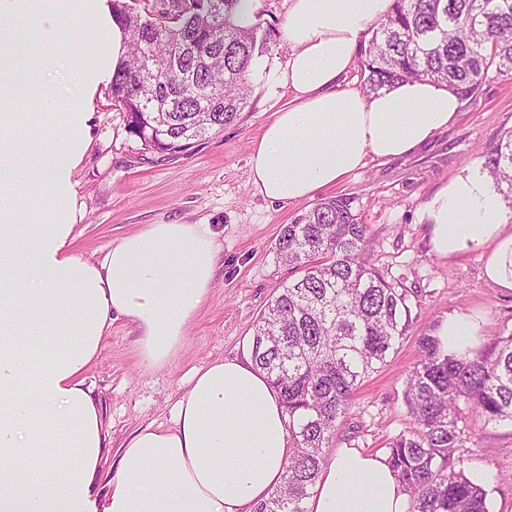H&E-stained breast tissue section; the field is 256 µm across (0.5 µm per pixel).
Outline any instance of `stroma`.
<instances>
[{
    "mask_svg": "<svg viewBox=\"0 0 512 512\" xmlns=\"http://www.w3.org/2000/svg\"><path fill=\"white\" fill-rule=\"evenodd\" d=\"M287 0H257L254 21L274 28L270 55L253 68L255 90L239 118L176 158L145 150L127 117L101 82L87 107V143L71 182L83 213L72 248L102 259L124 236L148 224H206L219 246L214 289L191 325L184 352L163 368H150L137 352V331L124 319L112 330L89 369L102 390V413L120 445L137 429L174 425L175 402L195 371L217 358L242 356L253 328L280 289L299 277L275 249L282 228L315 202L344 195L372 236L370 262L387 281L408 289L412 323L396 353L355 392L335 447L375 453L412 420L403 401L415 365L416 338L451 313L481 318L480 342L512 334V292L484 275L485 256L466 252L452 259L433 254L421 205L429 195L512 130V78L487 81L463 101L448 130L406 157L371 161L312 198L272 203L251 182V145L291 96L276 77L288 59L282 37ZM462 467L482 471L491 490V512H512V423L470 425Z\"/></svg>",
    "mask_w": 512,
    "mask_h": 512,
    "instance_id": "stroma-1",
    "label": "stroma"
}]
</instances>
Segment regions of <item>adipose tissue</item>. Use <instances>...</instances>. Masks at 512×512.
<instances>
[{"mask_svg": "<svg viewBox=\"0 0 512 512\" xmlns=\"http://www.w3.org/2000/svg\"><path fill=\"white\" fill-rule=\"evenodd\" d=\"M392 0H288V61L279 80L292 104L277 112L251 155L255 190L298 202L368 160L410 154L457 117L446 87L408 80L375 94L344 86L361 41ZM37 9L39 37L18 43L0 26V512H254L280 486L292 454L277 388L250 356L195 370L175 404L174 427L145 426L120 447L89 383L112 328L138 332L143 362L161 368L184 347L213 289L217 246L205 224H150L102 259L72 248L71 172L84 150L80 102L61 109L41 92L22 110L31 68L54 58L60 24L81 15L112 35L76 71L92 90L127 45L101 0H0V16ZM421 217L431 251L485 254V275L512 292L506 206L481 161L428 197ZM479 324L452 313L439 334L449 353L478 344ZM409 497L383 453L337 448L308 512H407Z\"/></svg>", "mask_w": 512, "mask_h": 512, "instance_id": "obj_1", "label": "adipose tissue"}]
</instances>
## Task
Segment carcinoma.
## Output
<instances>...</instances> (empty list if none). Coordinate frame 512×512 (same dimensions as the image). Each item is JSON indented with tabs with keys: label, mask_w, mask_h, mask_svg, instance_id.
<instances>
[{
	"label": "carcinoma",
	"mask_w": 512,
	"mask_h": 512,
	"mask_svg": "<svg viewBox=\"0 0 512 512\" xmlns=\"http://www.w3.org/2000/svg\"><path fill=\"white\" fill-rule=\"evenodd\" d=\"M241 0H112L127 59L112 102L147 150L177 157L234 123L254 90L251 67L275 42L271 27L240 16ZM364 92L429 79L476 96L489 74L512 77V0H394L359 50ZM499 192L512 193V131L484 155ZM368 226L343 195L297 215L277 250L302 275L281 289L254 327L251 357L280 391L294 451L282 486L255 512H307L328 448L354 393L382 368L411 325L409 292L367 261ZM433 325L404 403L412 427L385 452L409 494L408 512H490L489 490L461 468L467 420L512 422V335L455 355Z\"/></svg>",
	"instance_id": "obj_1"
}]
</instances>
